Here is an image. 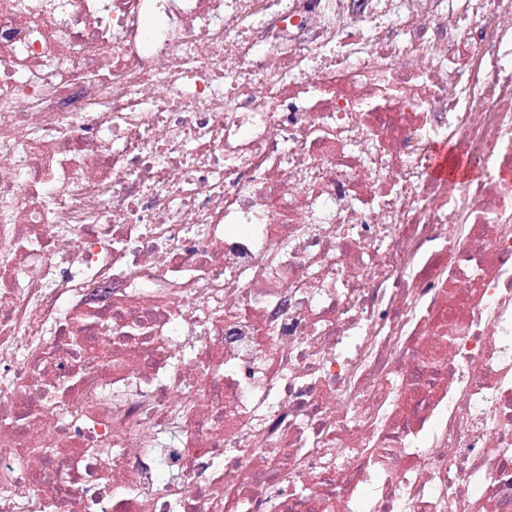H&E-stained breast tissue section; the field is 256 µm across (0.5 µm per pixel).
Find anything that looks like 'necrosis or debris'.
<instances>
[{"label": "necrosis or debris", "mask_w": 512, "mask_h": 512, "mask_svg": "<svg viewBox=\"0 0 512 512\" xmlns=\"http://www.w3.org/2000/svg\"><path fill=\"white\" fill-rule=\"evenodd\" d=\"M0 512H512V0H0ZM441 145H445V146L441 147L439 149V151H438V159H437V163H436V165L434 167L435 174L438 175V176H447L448 175V176H451V177L452 176L453 177L467 176L468 171H469L468 168L463 169V168H457L455 166H450L448 168V163H451L453 159H459L460 158L459 152H455L453 156L448 158L447 147L448 146L453 147V149L455 150V148L457 147L455 145V142L454 141H448V143L440 144L438 146H441Z\"/></svg>", "instance_id": "1"}]
</instances>
